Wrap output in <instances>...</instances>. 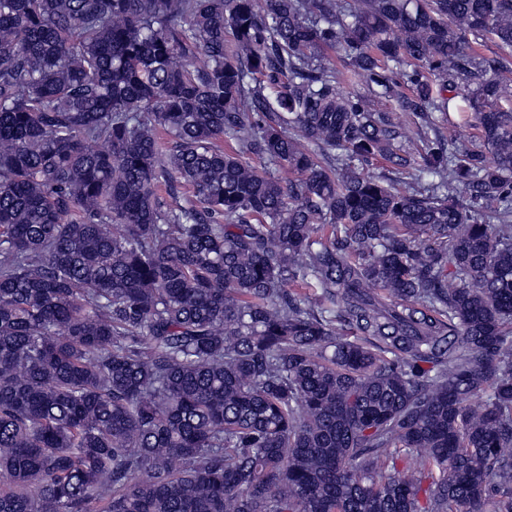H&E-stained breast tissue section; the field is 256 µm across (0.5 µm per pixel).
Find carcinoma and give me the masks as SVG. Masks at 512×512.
Returning a JSON list of instances; mask_svg holds the SVG:
<instances>
[{"label":"carcinoma","mask_w":512,"mask_h":512,"mask_svg":"<svg viewBox=\"0 0 512 512\" xmlns=\"http://www.w3.org/2000/svg\"><path fill=\"white\" fill-rule=\"evenodd\" d=\"M486 38L512 0H0V512H512ZM320 62L323 66L331 67L336 69V88L338 91L343 93H356L362 96H367L369 94V91L367 87L362 84L361 82L357 81H348L345 79V75H341L340 73H337V71H341L344 73L345 68L343 66V63H341L336 55H334L333 52L329 50H325L321 53L320 56ZM454 123H439L441 136L458 147H471L479 143V130L474 126V122L462 123L459 118L453 117ZM366 171L373 175H383L394 180L400 179L401 181L395 183V187L400 190H408L410 186L408 182H412L407 174H398L394 169V166L388 160L383 158H377V160H374L373 164L369 166Z\"/></svg>","instance_id":"1"}]
</instances>
